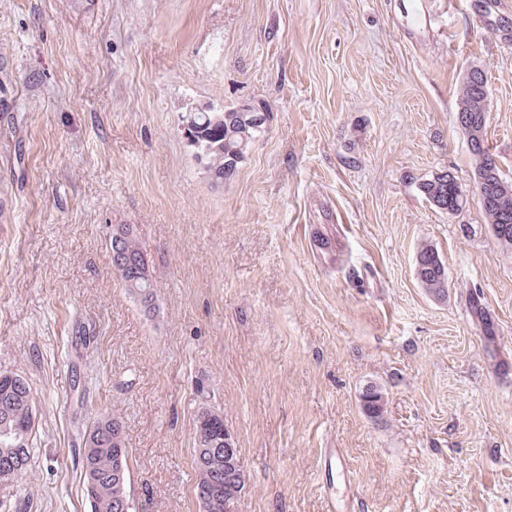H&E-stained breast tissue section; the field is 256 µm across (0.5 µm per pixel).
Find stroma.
<instances>
[{"label": "stroma", "mask_w": 512, "mask_h": 512, "mask_svg": "<svg viewBox=\"0 0 512 512\" xmlns=\"http://www.w3.org/2000/svg\"><path fill=\"white\" fill-rule=\"evenodd\" d=\"M472 2L0 0V95L17 102L0 112V372L36 408L0 512H91L75 460L98 414L125 425L139 512H202L204 401L240 450V512H326L323 479L339 512H512V247L456 127L479 67L512 181V41ZM241 102L270 120L218 185L182 117ZM445 172L467 198L454 216L418 189ZM119 224L147 252L152 312L112 268ZM425 244L442 302L415 276ZM417 257L420 259V264H415L417 280L434 299H445L448 293V279L443 258L437 250L428 245H423L419 249ZM471 311L482 324L483 338L485 345L489 349H493L496 343V332L494 322L487 316L485 305L480 296L473 297L471 300Z\"/></svg>", "instance_id": "obj_1"}]
</instances>
